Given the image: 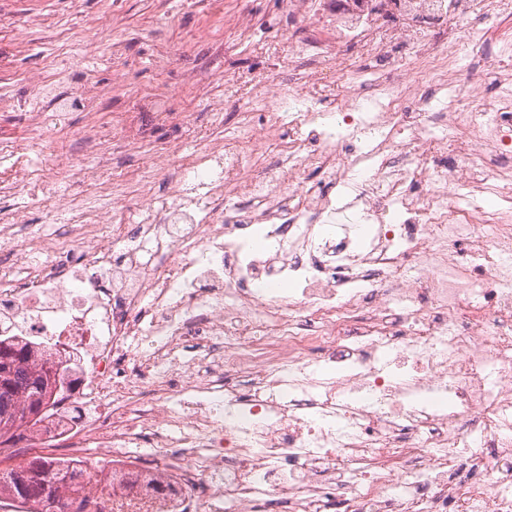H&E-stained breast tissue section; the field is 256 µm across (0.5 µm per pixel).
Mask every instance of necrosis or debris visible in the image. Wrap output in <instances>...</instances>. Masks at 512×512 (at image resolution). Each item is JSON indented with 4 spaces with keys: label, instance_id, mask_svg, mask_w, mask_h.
Instances as JSON below:
<instances>
[{
    "label": "necrosis or debris",
    "instance_id": "obj_1",
    "mask_svg": "<svg viewBox=\"0 0 512 512\" xmlns=\"http://www.w3.org/2000/svg\"><path fill=\"white\" fill-rule=\"evenodd\" d=\"M279 4L324 37L288 83L225 75L223 138L162 89L196 135L150 175L79 132L136 229L32 197L56 227L0 256V334L78 363L79 412L0 453L61 449L125 512H512V0Z\"/></svg>",
    "mask_w": 512,
    "mask_h": 512
}]
</instances>
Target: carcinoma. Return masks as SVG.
Segmentation results:
<instances>
[{
  "mask_svg": "<svg viewBox=\"0 0 512 512\" xmlns=\"http://www.w3.org/2000/svg\"><path fill=\"white\" fill-rule=\"evenodd\" d=\"M32 348L0 336V377L6 376L7 387L0 386V448L17 437L21 426L41 423L63 391L77 380L53 370L49 361L31 363ZM36 408L38 417L25 418L24 412ZM8 499L27 512H53L51 505L62 503L66 512H83L86 499V471L68 459L48 460L35 456L15 466L0 468V500Z\"/></svg>",
  "mask_w": 512,
  "mask_h": 512,
  "instance_id": "carcinoma-1",
  "label": "carcinoma"
}]
</instances>
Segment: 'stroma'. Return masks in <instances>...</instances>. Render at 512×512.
Wrapping results in <instances>:
<instances>
[{
	"mask_svg": "<svg viewBox=\"0 0 512 512\" xmlns=\"http://www.w3.org/2000/svg\"><path fill=\"white\" fill-rule=\"evenodd\" d=\"M244 7L263 21L278 16V0H223L218 13L189 0H121L108 11L100 0H84L79 15L70 0H0V17L10 21L0 28V135L29 145L35 163L69 167L73 194L81 190L79 128L106 130L119 122L131 133L145 134L142 143L112 153L113 163L131 170L166 143L190 141L177 122L150 123L142 100L157 84L169 88L172 111L198 112L202 125L223 135L215 119L229 112L215 86L225 71L264 69L284 82L294 72L287 53L241 45L233 18ZM172 44L179 54L157 68L158 54ZM58 72L68 78L59 88L63 94L91 78L86 94L93 105L66 112L58 125L35 124L31 110L43 104L46 84Z\"/></svg>",
	"mask_w": 512,
	"mask_h": 512,
	"instance_id": "35a3bbf8",
	"label": "stroma"
}]
</instances>
